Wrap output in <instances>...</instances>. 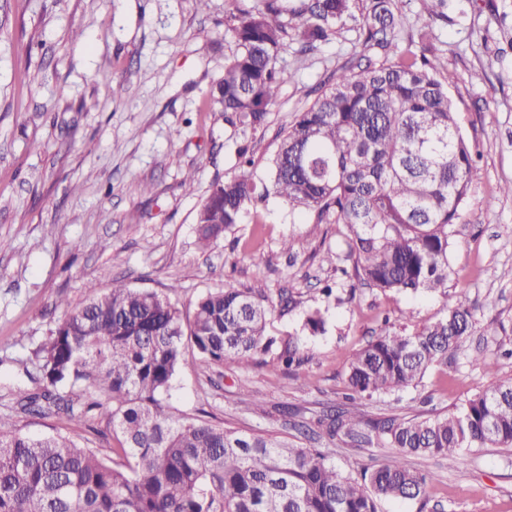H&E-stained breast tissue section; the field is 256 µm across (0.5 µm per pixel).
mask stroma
Returning a JSON list of instances; mask_svg holds the SVG:
<instances>
[{"mask_svg": "<svg viewBox=\"0 0 512 512\" xmlns=\"http://www.w3.org/2000/svg\"><path fill=\"white\" fill-rule=\"evenodd\" d=\"M235 7L234 0H209L203 10L195 0H0V239L9 243L0 252V416H12L21 432L115 445L106 417L78 427L20 414L11 393L28 385L35 352L66 307L81 306L88 285L108 289L116 279L156 291L177 285L186 310L206 290L243 288L263 275L272 292L287 289L294 300L267 326L282 340L309 310H324L325 332L300 338L307 356L300 367L287 369L271 354L179 374L172 405L232 427L295 435L292 424H270L268 413L288 404L307 421L344 404L357 350L388 323L416 331L448 301L472 305L475 328L404 401L434 417L512 375V197L499 191L512 182V0H448L431 22L475 160L443 295L354 284L325 259L346 249L338 226L291 217L275 199L217 242L199 241L196 211L210 184L234 172L244 141L208 99L233 46L224 18ZM355 39L340 31L307 56L286 43L278 62L296 76L256 139L259 176L268 174L282 128L350 61ZM116 83L126 88L118 99L110 95ZM191 170L188 192L181 181ZM255 252L267 258L259 270ZM326 287L332 295H323ZM488 362L494 371L485 370ZM406 462L432 475L427 504L388 500L380 512H512V448H466L453 465L422 456Z\"/></svg>", "mask_w": 512, "mask_h": 512, "instance_id": "1", "label": "stroma"}]
</instances>
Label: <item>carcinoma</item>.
<instances>
[{
    "mask_svg": "<svg viewBox=\"0 0 512 512\" xmlns=\"http://www.w3.org/2000/svg\"><path fill=\"white\" fill-rule=\"evenodd\" d=\"M417 50L395 55L396 0H238L225 16L234 49L212 88L224 122L256 133L295 73L277 66L288 39L316 52L353 23L361 50L315 89L284 129L267 177H256L249 146L237 172L214 181L196 214L211 243L242 223L249 206L273 197L292 215L340 224L353 275L384 292L448 296V254L467 199L474 158L448 95L430 21L447 0H421ZM168 293L112 281L91 286L36 350L34 387L17 388L13 409L64 416L77 425L106 409L117 448L82 446L61 434L28 436L0 417V512H379L384 500H422L430 476L407 455L455 461L462 448L512 447V376L496 380L447 415L392 413L367 422L355 406L335 407L305 426L328 444L392 448L361 476L344 473L317 448L276 433L190 416L169 401L177 375L195 366L262 358L273 295L261 276L247 288L210 289L185 313ZM456 303L414 334L388 328L351 358L352 396L371 399L418 386L448 363L473 328ZM300 331H325L321 309ZM299 346L278 359L298 365Z\"/></svg>",
    "mask_w": 512,
    "mask_h": 512,
    "instance_id": "cac0c4a2",
    "label": "carcinoma"
}]
</instances>
